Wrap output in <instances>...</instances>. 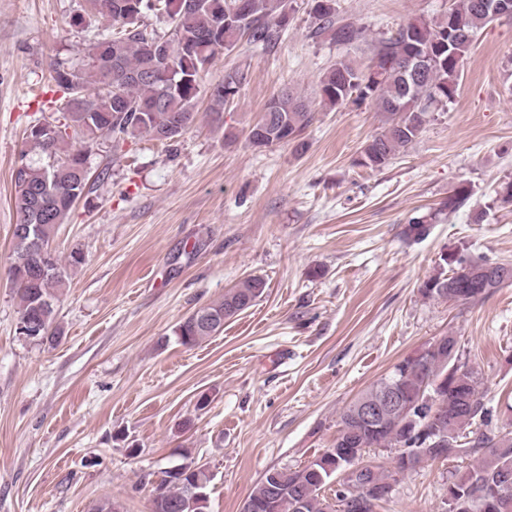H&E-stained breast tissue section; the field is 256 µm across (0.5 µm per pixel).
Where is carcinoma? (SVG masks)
I'll list each match as a JSON object with an SVG mask.
<instances>
[{
    "label": "carcinoma",
    "instance_id": "cac0c4a2",
    "mask_svg": "<svg viewBox=\"0 0 512 512\" xmlns=\"http://www.w3.org/2000/svg\"><path fill=\"white\" fill-rule=\"evenodd\" d=\"M91 2L112 25L87 45L81 65L53 63L52 79L63 93L62 122H38L28 133L31 147L53 163L23 162L14 171V203L21 224L13 230L10 280L19 300L18 323L37 326L39 340L50 344L61 337L56 304L58 292L66 287V271L54 254L51 269L34 270L35 259L23 255L20 239L36 236L49 242L74 204L90 192L83 150L73 147L71 140L92 144L108 136L118 143L146 136L165 143L177 141L194 123L200 82L216 56L234 50L243 38L267 48L289 23L286 0ZM313 2L317 30L331 33L336 44L348 46L363 38L361 26L338 17L336 0ZM482 3L457 0L446 18L410 20L395 34L378 40L366 67L341 59L324 72L318 93L325 105L336 108L371 97L384 116L380 132L360 148L358 165L373 170L387 166L419 136L428 109L455 97L463 58L455 57L448 47V32L474 40L489 24ZM147 12L162 17L168 30L143 25ZM417 50L431 53L432 58L425 72L409 83L401 63ZM243 80L242 72L231 70L211 87L213 121L222 122L224 105L239 95ZM313 119L303 100L283 93L269 101L246 139L259 148L292 144L302 153L307 143L301 134ZM466 198L465 189L453 190L436 211L409 218L402 234L423 238L430 225L455 213ZM511 282L512 264L444 253L420 292L428 299L453 300L463 290L466 299L475 301ZM265 289L263 278H244L224 293L223 301L199 308L206 319L191 314L180 321L174 330L178 342L195 346L221 332L224 321L251 307ZM450 348H457L454 337L436 339L358 396L374 400L392 385L403 410L370 423L358 416L357 402H352L340 415L333 449L298 470L267 471L246 502L255 505L256 512H291L296 502L302 505L299 512H361V503L369 501L366 512H375L383 493L392 489L395 475L465 450L476 459L448 480L450 512H503L498 494L504 485L512 486V430L491 426L478 373L459 362L458 353L448 356ZM371 448L395 451V470L366 460ZM354 456L362 467L357 482L339 479ZM182 457L188 460V469L164 471L154 491L153 512H202L192 493L208 494L213 474L189 460L188 453ZM329 489L331 496L325 494Z\"/></svg>",
    "mask_w": 512,
    "mask_h": 512
}]
</instances>
